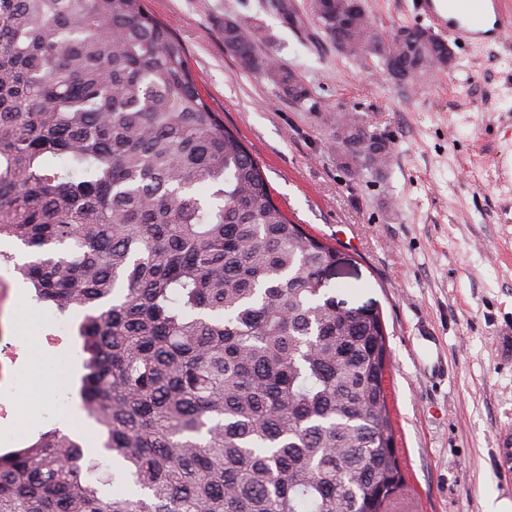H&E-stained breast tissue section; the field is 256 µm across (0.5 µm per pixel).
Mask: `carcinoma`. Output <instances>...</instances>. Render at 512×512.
I'll use <instances>...</instances> for the list:
<instances>
[{
	"instance_id": "carcinoma-1",
	"label": "carcinoma",
	"mask_w": 512,
	"mask_h": 512,
	"mask_svg": "<svg viewBox=\"0 0 512 512\" xmlns=\"http://www.w3.org/2000/svg\"><path fill=\"white\" fill-rule=\"evenodd\" d=\"M310 11L371 54L364 8L343 35L336 0ZM399 32L427 70L433 44ZM224 45L306 99L240 23ZM341 132L387 161L384 136ZM2 236L31 251L33 299L81 316L85 426L0 454V512H389L404 492L380 313L336 311V248L275 203L144 0H0Z\"/></svg>"
}]
</instances>
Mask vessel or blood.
<instances>
[{
	"label": "vessel or blood",
	"mask_w": 512,
	"mask_h": 512,
	"mask_svg": "<svg viewBox=\"0 0 512 512\" xmlns=\"http://www.w3.org/2000/svg\"><path fill=\"white\" fill-rule=\"evenodd\" d=\"M430 27L462 44L482 45L512 31V12L502 0H415Z\"/></svg>",
	"instance_id": "vessel-or-blood-1"
}]
</instances>
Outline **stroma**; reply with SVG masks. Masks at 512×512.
Segmentation results:
<instances>
[{
	"label": "stroma",
	"instance_id": "obj_1",
	"mask_svg": "<svg viewBox=\"0 0 512 512\" xmlns=\"http://www.w3.org/2000/svg\"><path fill=\"white\" fill-rule=\"evenodd\" d=\"M409 0H363L376 30L422 26ZM303 25L272 0H145L180 39L201 95L264 165L275 202L333 244L337 302L381 312L395 444L417 512H489L512 502V32L470 48L450 67L400 82L379 57L342 54L293 0ZM247 27L260 56L301 77L309 100L284 97L266 74L240 67L224 21ZM390 139L369 168L337 139L343 118ZM27 249L0 239V337L33 336L45 387L23 416L0 418L21 448L60 415L80 419L53 369L74 336L16 270Z\"/></svg>",
	"mask_w": 512,
	"mask_h": 512
}]
</instances>
